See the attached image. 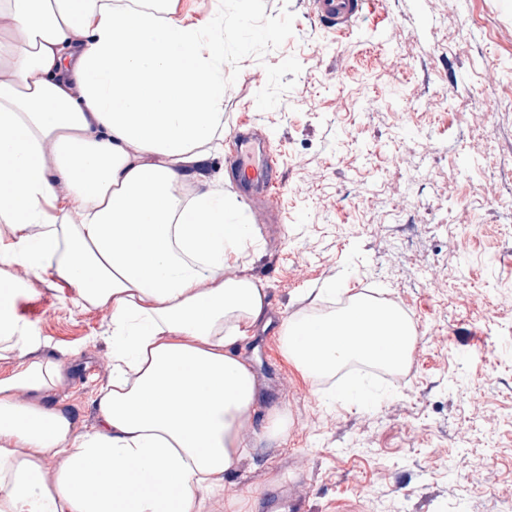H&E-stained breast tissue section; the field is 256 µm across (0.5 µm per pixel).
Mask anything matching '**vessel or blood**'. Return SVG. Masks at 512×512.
Returning <instances> with one entry per match:
<instances>
[{
	"mask_svg": "<svg viewBox=\"0 0 512 512\" xmlns=\"http://www.w3.org/2000/svg\"><path fill=\"white\" fill-rule=\"evenodd\" d=\"M369 0H311L314 16L325 27L346 33L365 11ZM234 153L227 160L229 180L252 204L249 222L261 227L282 209L276 167L261 129L239 124L233 135Z\"/></svg>",
	"mask_w": 512,
	"mask_h": 512,
	"instance_id": "vessel-or-blood-1",
	"label": "vessel or blood"
}]
</instances>
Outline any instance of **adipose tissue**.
I'll return each instance as SVG.
<instances>
[{
    "instance_id": "1",
    "label": "adipose tissue",
    "mask_w": 512,
    "mask_h": 512,
    "mask_svg": "<svg viewBox=\"0 0 512 512\" xmlns=\"http://www.w3.org/2000/svg\"><path fill=\"white\" fill-rule=\"evenodd\" d=\"M0 25V512H200L243 458L262 383L240 349L269 324L264 286L223 275L238 203L194 186L224 140L225 42L162 0H0ZM15 266L112 311L91 428L49 402L68 374L34 355ZM373 313L283 319V354L310 377L404 365L400 313L355 341Z\"/></svg>"
}]
</instances>
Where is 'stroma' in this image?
I'll list each match as a JSON object with an SVG mask.
<instances>
[{
	"instance_id": "1",
	"label": "stroma",
	"mask_w": 512,
	"mask_h": 512,
	"mask_svg": "<svg viewBox=\"0 0 512 512\" xmlns=\"http://www.w3.org/2000/svg\"><path fill=\"white\" fill-rule=\"evenodd\" d=\"M223 37V152L198 184L233 194L225 158L243 117L282 175L280 243L253 233L235 268L273 318L329 314L338 288L388 298L416 331L411 365L373 380L303 375L279 333L243 350L284 434L247 455L202 512H277L295 479L303 512H512V0H371L339 36L307 0H176ZM344 76H337V65ZM16 313L62 361L54 398L91 427L111 378L109 308L73 304L51 278ZM493 464L494 480L478 479Z\"/></svg>"
}]
</instances>
